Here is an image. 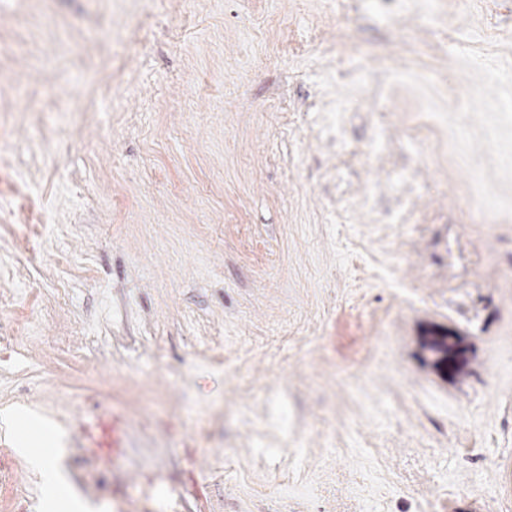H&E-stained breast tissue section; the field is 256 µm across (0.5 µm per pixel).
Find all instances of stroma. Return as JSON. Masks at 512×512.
Listing matches in <instances>:
<instances>
[{
	"instance_id": "stroma-1",
	"label": "stroma",
	"mask_w": 512,
	"mask_h": 512,
	"mask_svg": "<svg viewBox=\"0 0 512 512\" xmlns=\"http://www.w3.org/2000/svg\"><path fill=\"white\" fill-rule=\"evenodd\" d=\"M0 119V512L21 415L87 512L512 505V0H0ZM80 431L85 448L101 449L112 456H120L126 448L125 424L114 415L99 419L93 426H81Z\"/></svg>"
}]
</instances>
